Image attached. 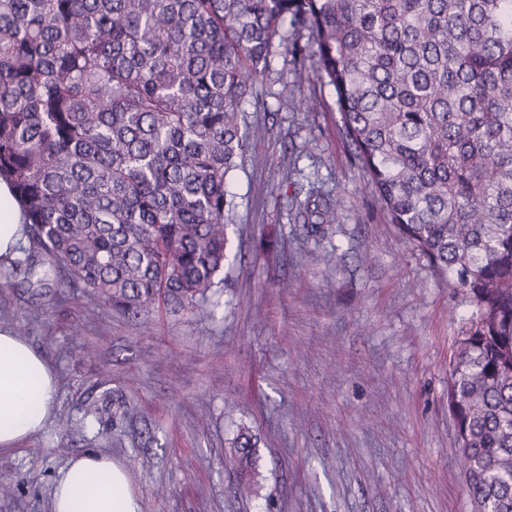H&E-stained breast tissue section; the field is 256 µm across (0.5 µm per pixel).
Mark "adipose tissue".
I'll return each mask as SVG.
<instances>
[{"label": "adipose tissue", "instance_id": "obj_1", "mask_svg": "<svg viewBox=\"0 0 512 512\" xmlns=\"http://www.w3.org/2000/svg\"><path fill=\"white\" fill-rule=\"evenodd\" d=\"M0 184V256L23 242L22 215ZM57 387L42 355L10 331H0V452L17 448L47 426ZM51 512H141L123 467L94 453L72 458L57 480Z\"/></svg>", "mask_w": 512, "mask_h": 512}]
</instances>
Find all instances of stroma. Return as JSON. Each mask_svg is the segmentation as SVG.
Instances as JSON below:
<instances>
[{
  "mask_svg": "<svg viewBox=\"0 0 512 512\" xmlns=\"http://www.w3.org/2000/svg\"><path fill=\"white\" fill-rule=\"evenodd\" d=\"M295 65L275 47L257 84L266 108L249 112L247 161L229 177L237 259L215 319L162 306L133 318L83 294L51 307L0 288V328L58 377L50 424L0 453L12 487L0 512H50L59 470L84 453L127 467L141 512H471L448 411L470 306L388 224L334 91L311 80L302 91L317 111L279 110ZM315 188L335 198L338 222L305 243L295 214ZM113 393L129 417H85ZM242 423L259 438L251 497L224 469Z\"/></svg>",
  "mask_w": 512,
  "mask_h": 512,
  "instance_id": "obj_1",
  "label": "stroma"
}]
</instances>
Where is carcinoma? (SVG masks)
I'll return each instance as SVG.
<instances>
[{"mask_svg":"<svg viewBox=\"0 0 512 512\" xmlns=\"http://www.w3.org/2000/svg\"><path fill=\"white\" fill-rule=\"evenodd\" d=\"M276 40L309 61L279 108L313 110L296 91L318 73L389 222L469 299L448 377L459 467L471 512H512V0H0V182L27 240L9 277L207 318ZM296 217L324 239L336 201ZM108 413L127 417L123 396L86 415ZM257 443L240 424L224 453L242 493Z\"/></svg>","mask_w":512,"mask_h":512,"instance_id":"cac0c4a2","label":"carcinoma"}]
</instances>
